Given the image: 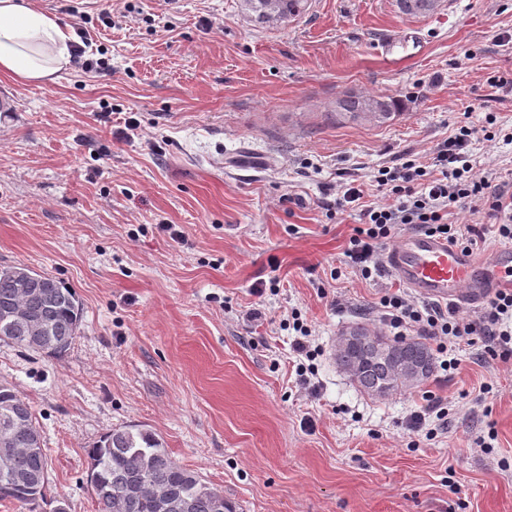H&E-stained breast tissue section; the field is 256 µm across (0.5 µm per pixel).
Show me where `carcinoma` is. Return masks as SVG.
<instances>
[{"mask_svg": "<svg viewBox=\"0 0 512 512\" xmlns=\"http://www.w3.org/2000/svg\"><path fill=\"white\" fill-rule=\"evenodd\" d=\"M283 12L296 19L308 9L309 0H280ZM401 13L426 16V0H397ZM241 11L251 21L267 25L264 0H240ZM379 109L375 118L385 124L396 116L398 102L387 96L351 95L340 100L336 118L363 115L368 101ZM24 265L0 267V319L15 305L31 310L40 329L16 323L3 341L47 357H60L70 349L80 329L82 308L76 293L55 277L36 272L32 287H18ZM357 344L336 351V363L358 388L372 397L396 395L412 384L398 377L396 365L412 362L419 371L416 384L426 382L434 370V358L418 339L392 340L385 352L376 344L384 335L355 324ZM20 422L13 438L11 465L0 469V502L19 506L25 512H66L48 494L46 449L28 451L31 439L40 436L29 402L13 386L0 384V425ZM90 484L98 512H237L224 492L209 486L199 475L175 464L156 434L146 428L124 427L104 434L87 449Z\"/></svg>", "mask_w": 512, "mask_h": 512, "instance_id": "1", "label": "carcinoma"}]
</instances>
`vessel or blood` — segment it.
Wrapping results in <instances>:
<instances>
[{"label":"vessel or blood","instance_id":"obj_1","mask_svg":"<svg viewBox=\"0 0 512 512\" xmlns=\"http://www.w3.org/2000/svg\"><path fill=\"white\" fill-rule=\"evenodd\" d=\"M384 266L417 296L450 306L484 304L512 292V248L491 258L462 250L444 237L421 231L400 235L384 254Z\"/></svg>","mask_w":512,"mask_h":512}]
</instances>
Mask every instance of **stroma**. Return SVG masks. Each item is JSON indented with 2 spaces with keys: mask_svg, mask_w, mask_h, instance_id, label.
Instances as JSON below:
<instances>
[{
  "mask_svg": "<svg viewBox=\"0 0 512 512\" xmlns=\"http://www.w3.org/2000/svg\"><path fill=\"white\" fill-rule=\"evenodd\" d=\"M32 2L111 66L0 74V265L57 277L83 307L62 357L0 342V383L30 402L66 512H97L87 450L124 426L150 429L243 512H512V362L463 342L456 370L361 392L337 338L379 328L395 280L346 265L358 218L327 210L350 182L386 202L377 169L430 163L460 122L492 112L512 129V85L488 82L512 74V0L420 17L396 0H311L285 26L251 22L238 0ZM391 34L394 57L380 49ZM349 93L400 113L328 120ZM468 151L512 185V144ZM257 302L260 325L244 318ZM294 311L320 349L309 391L283 324ZM427 391L449 410L432 439L409 427Z\"/></svg>",
  "mask_w": 512,
  "mask_h": 512,
  "instance_id": "35a3bbf8",
  "label": "stroma"
}]
</instances>
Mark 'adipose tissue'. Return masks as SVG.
I'll list each match as a JSON object with an SVG mask.
<instances>
[{"instance_id": "adipose-tissue-1", "label": "adipose tissue", "mask_w": 512, "mask_h": 512, "mask_svg": "<svg viewBox=\"0 0 512 512\" xmlns=\"http://www.w3.org/2000/svg\"><path fill=\"white\" fill-rule=\"evenodd\" d=\"M70 35L26 0H0V72L45 80L70 62Z\"/></svg>"}]
</instances>
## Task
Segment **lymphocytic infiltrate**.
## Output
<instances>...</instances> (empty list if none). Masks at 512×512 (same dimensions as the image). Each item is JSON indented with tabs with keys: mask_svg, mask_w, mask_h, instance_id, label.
<instances>
[{
	"mask_svg": "<svg viewBox=\"0 0 512 512\" xmlns=\"http://www.w3.org/2000/svg\"><path fill=\"white\" fill-rule=\"evenodd\" d=\"M492 140L490 131L460 124L455 133L437 147L430 164L408 159L379 169L375 182L389 200H368L363 189L347 187L337 197L334 210L352 212L359 218L345 251L347 263L363 278L380 276L381 248L405 230H417L447 237L464 250L484 247L488 232L512 240V191L506 190L496 174L474 170L467 148L475 135ZM482 215L479 224L465 226L449 222L452 210ZM376 308L391 335L418 334L429 337L441 355V370L453 369L452 357L458 338L481 346L493 360H512V293H499L488 300L483 311L465 317L437 304H419L400 291L381 293Z\"/></svg>",
	"mask_w": 512,
	"mask_h": 512,
	"instance_id": "lymphocytic-infiltrate-1",
	"label": "lymphocytic infiltrate"
}]
</instances>
